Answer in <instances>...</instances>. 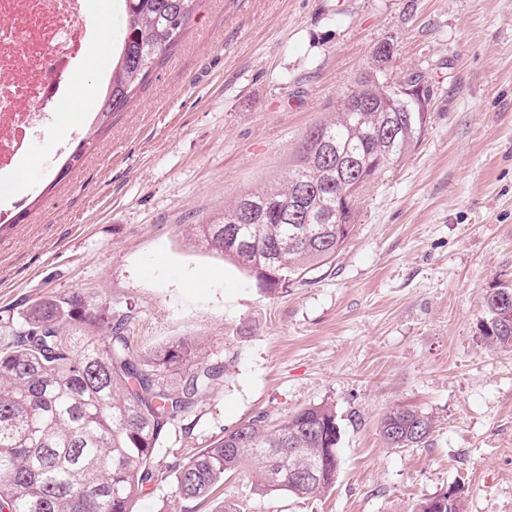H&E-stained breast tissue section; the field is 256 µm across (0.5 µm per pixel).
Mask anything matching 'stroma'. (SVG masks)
<instances>
[{
  "mask_svg": "<svg viewBox=\"0 0 512 512\" xmlns=\"http://www.w3.org/2000/svg\"><path fill=\"white\" fill-rule=\"evenodd\" d=\"M384 41L397 70L427 73L430 123L367 189L336 258L271 292L195 245L192 225L285 176ZM108 64L89 48L21 161L38 203L0 230V330L79 293L125 320L135 354L189 339L223 367L161 440L158 481L133 512H222L228 499L246 512H415L456 481L465 512H512V350L479 330L486 293L512 278V0H200L163 65L57 178L46 162L99 110ZM322 402L341 431L324 497L234 478L184 510L174 460ZM396 406L434 417L421 446L384 443Z\"/></svg>",
  "mask_w": 512,
  "mask_h": 512,
  "instance_id": "stroma-1",
  "label": "stroma"
}]
</instances>
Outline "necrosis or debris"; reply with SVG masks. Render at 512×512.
<instances>
[{
    "label": "necrosis or debris",
    "mask_w": 512,
    "mask_h": 512,
    "mask_svg": "<svg viewBox=\"0 0 512 512\" xmlns=\"http://www.w3.org/2000/svg\"><path fill=\"white\" fill-rule=\"evenodd\" d=\"M89 0H0V174L13 172L73 91L71 74L92 33Z\"/></svg>",
    "instance_id": "1"
}]
</instances>
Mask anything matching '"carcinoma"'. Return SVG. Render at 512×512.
Masks as SVG:
<instances>
[{"label":"carcinoma","instance_id":"1","mask_svg":"<svg viewBox=\"0 0 512 512\" xmlns=\"http://www.w3.org/2000/svg\"><path fill=\"white\" fill-rule=\"evenodd\" d=\"M122 2L111 81L95 116L101 126L169 56L197 0ZM392 70L378 59L367 67L336 100L334 117L307 130L283 181L246 191L195 225L197 241L270 291L333 260L354 230L365 189L408 156L430 122V113L406 112L385 96ZM402 78L433 100L425 72ZM351 99L374 107L353 112ZM242 207L252 212L251 231L235 242L226 229ZM26 323L0 336V512H132L133 501L158 479L160 440L223 380L224 369L199 362L179 389L169 390L154 372L195 358V345L182 340L136 355L124 319L94 313L79 294L31 307ZM480 334L489 345L512 348V285L484 297ZM433 428L431 416L397 407L383 417L380 435L391 448H411ZM339 437L328 403L271 427L249 420L171 466L175 497L193 503L244 473L259 494L321 498L336 481ZM441 497L444 512H463L461 485Z\"/></svg>","mask_w":512,"mask_h":512}]
</instances>
